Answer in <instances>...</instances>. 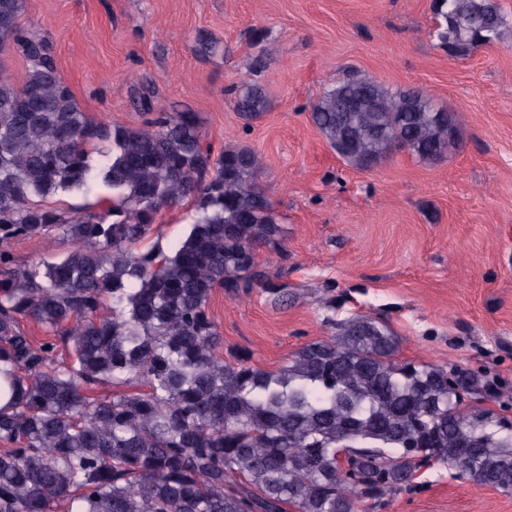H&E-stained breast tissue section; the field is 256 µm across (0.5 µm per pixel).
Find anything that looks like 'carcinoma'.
I'll use <instances>...</instances> for the list:
<instances>
[{
    "instance_id": "obj_1",
    "label": "carcinoma",
    "mask_w": 512,
    "mask_h": 512,
    "mask_svg": "<svg viewBox=\"0 0 512 512\" xmlns=\"http://www.w3.org/2000/svg\"><path fill=\"white\" fill-rule=\"evenodd\" d=\"M25 0H0V46L21 52L16 84L0 69V512H356L446 465L512 493V427L463 405L487 391L475 372L397 364L398 337L356 314L275 370L218 355L215 290L255 288L280 244V216L250 148L212 157L196 115L141 126L83 112L53 46L22 27ZM253 120L262 89H233ZM310 119L337 156L369 168L406 150L436 163L427 101L356 72L326 87ZM105 159L95 168L92 154ZM110 194L63 209L55 196ZM191 227L166 253L139 249L162 212ZM54 236L66 253L18 262L14 242ZM30 318L51 334L34 344Z\"/></svg>"
}]
</instances>
